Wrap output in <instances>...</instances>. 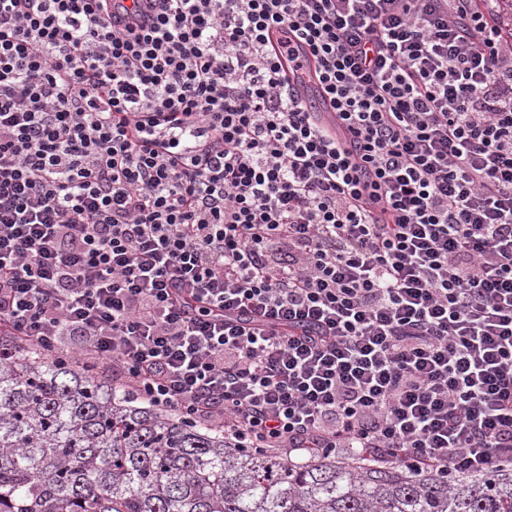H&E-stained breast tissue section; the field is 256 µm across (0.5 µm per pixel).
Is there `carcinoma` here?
Segmentation results:
<instances>
[{"label":"carcinoma","instance_id":"cac0c4a2","mask_svg":"<svg viewBox=\"0 0 512 512\" xmlns=\"http://www.w3.org/2000/svg\"><path fill=\"white\" fill-rule=\"evenodd\" d=\"M0 512H512V463L292 464L29 351L0 365Z\"/></svg>","mask_w":512,"mask_h":512}]
</instances>
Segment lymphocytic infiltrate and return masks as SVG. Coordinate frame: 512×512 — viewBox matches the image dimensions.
<instances>
[{
    "instance_id": "1",
    "label": "lymphocytic infiltrate",
    "mask_w": 512,
    "mask_h": 512,
    "mask_svg": "<svg viewBox=\"0 0 512 512\" xmlns=\"http://www.w3.org/2000/svg\"><path fill=\"white\" fill-rule=\"evenodd\" d=\"M29 346L292 463L512 462V0H0ZM306 59L301 56L294 62H288V75L292 79V84L296 88L299 100L305 107L306 112H320L318 115L324 122H328L334 109L330 100L324 95L321 88L307 80L308 66ZM297 64H302L301 68H297Z\"/></svg>"
}]
</instances>
